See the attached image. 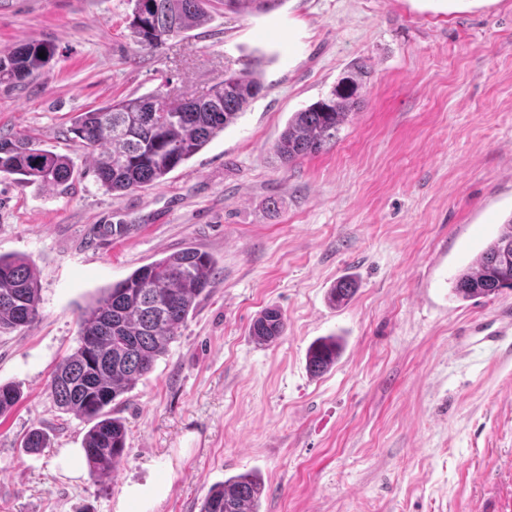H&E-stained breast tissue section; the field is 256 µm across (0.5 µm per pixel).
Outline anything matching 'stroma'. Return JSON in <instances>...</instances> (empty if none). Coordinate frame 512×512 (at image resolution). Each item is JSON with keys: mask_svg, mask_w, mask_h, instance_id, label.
<instances>
[{"mask_svg": "<svg viewBox=\"0 0 512 512\" xmlns=\"http://www.w3.org/2000/svg\"><path fill=\"white\" fill-rule=\"evenodd\" d=\"M127 0H0V51L54 44L0 84V129L71 158L66 188L0 174V253L36 266L40 317L0 334V512H199L256 472L261 512H512V289L463 300L455 277L512 217V0H284L214 12L141 49ZM253 60L262 93L161 184L109 193L84 172L81 112L157 89L207 93ZM366 71L335 144L284 165L289 117ZM194 246L218 275L153 371L118 398L115 477L70 478L88 428L48 387L78 316L142 265ZM356 292L333 305L338 279ZM284 335L249 334L265 308ZM341 353L322 375L306 354ZM38 428L48 448L20 440ZM166 493L134 500L135 488ZM44 52L45 58L39 53ZM55 56L49 42L22 43L0 51V84H20L36 76ZM340 343L336 340V336H329L318 339L308 349L307 366L309 372L318 376L326 372L339 355Z\"/></svg>", "mask_w": 512, "mask_h": 512, "instance_id": "35a3bbf8", "label": "stroma"}]
</instances>
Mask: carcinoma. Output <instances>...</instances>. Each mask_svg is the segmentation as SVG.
<instances>
[{
  "instance_id": "obj_1",
  "label": "carcinoma",
  "mask_w": 512,
  "mask_h": 512,
  "mask_svg": "<svg viewBox=\"0 0 512 512\" xmlns=\"http://www.w3.org/2000/svg\"><path fill=\"white\" fill-rule=\"evenodd\" d=\"M131 28L143 49H156L171 36L211 21L208 6L218 3L233 13H269L283 0H129ZM45 57H39V53ZM55 56L49 42L22 43L0 51V84H20L36 76ZM359 74L342 77L330 93L293 113L275 143L286 165L316 155L336 138L351 109L359 103ZM254 72L224 75L206 94L182 99L159 89L126 97L83 112L70 133L78 139L89 170L107 191L127 192L157 185L235 122L262 91ZM0 173L17 176L21 187L55 189L74 178L71 159L30 137L0 132ZM217 275L210 255L186 247L143 265L106 289L78 318L75 350L52 373L49 387L57 407L90 424L82 440L92 476L115 475L126 457L127 429L112 416L111 405L153 371L157 360L187 323ZM512 288V217L498 236L454 283L455 295L489 297ZM356 288L348 280L329 292L332 304L348 302ZM40 316V294L33 261L0 254V333L32 325ZM285 318L266 308L250 326V336L270 345L284 333ZM336 337L321 338L308 349L309 372H326L339 355ZM21 398L18 386L0 384V417L11 414ZM48 436L33 428L21 447L36 452ZM264 483L254 472L232 475L212 488L200 512H259Z\"/></svg>"
}]
</instances>
